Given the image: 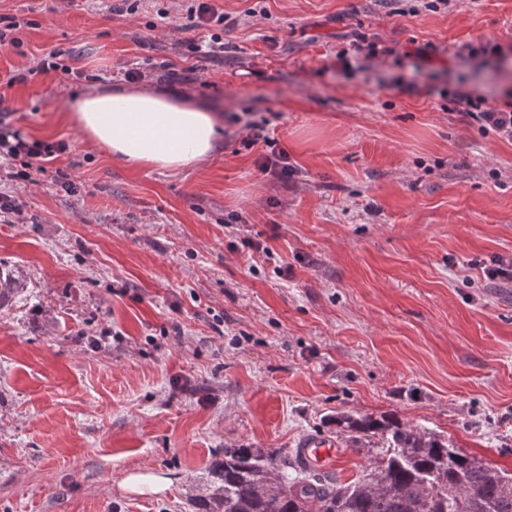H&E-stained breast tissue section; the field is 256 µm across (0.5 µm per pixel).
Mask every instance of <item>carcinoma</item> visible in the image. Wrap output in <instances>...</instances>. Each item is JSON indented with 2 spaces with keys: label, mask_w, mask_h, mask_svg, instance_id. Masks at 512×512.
Returning <instances> with one entry per match:
<instances>
[{
  "label": "carcinoma",
  "mask_w": 512,
  "mask_h": 512,
  "mask_svg": "<svg viewBox=\"0 0 512 512\" xmlns=\"http://www.w3.org/2000/svg\"><path fill=\"white\" fill-rule=\"evenodd\" d=\"M0 268V309L19 291ZM369 457L341 484L272 448H226L207 468L195 512H512V471L492 468L425 427L395 416L342 412L331 419Z\"/></svg>",
  "instance_id": "cac0c4a2"
}]
</instances>
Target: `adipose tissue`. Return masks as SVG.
I'll list each match as a JSON object with an SVG mask.
<instances>
[{"instance_id": "adipose-tissue-1", "label": "adipose tissue", "mask_w": 512, "mask_h": 512, "mask_svg": "<svg viewBox=\"0 0 512 512\" xmlns=\"http://www.w3.org/2000/svg\"><path fill=\"white\" fill-rule=\"evenodd\" d=\"M67 120L131 167L179 170L207 158L223 118L203 99L167 89L117 88L73 98Z\"/></svg>"}]
</instances>
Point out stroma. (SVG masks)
<instances>
[{"instance_id":"1","label":"stroma","mask_w":512,"mask_h":512,"mask_svg":"<svg viewBox=\"0 0 512 512\" xmlns=\"http://www.w3.org/2000/svg\"><path fill=\"white\" fill-rule=\"evenodd\" d=\"M191 3L0 0L29 22L22 52L0 46L10 121L69 145L32 182L0 160L20 209L0 266L22 276L0 310V512H194L225 449L312 438L353 482L367 458L339 412L396 413L512 471V284L482 273L512 259V141L455 99L512 98V0H213L236 20L217 61ZM360 33L389 54L351 56ZM488 42L497 56L465 51ZM53 50L72 75L38 72ZM164 61L229 117L209 158L136 170L65 120L128 68L158 84ZM248 112L268 142L232 122ZM280 151L286 180L261 168ZM142 468L169 488L125 491Z\"/></svg>"}]
</instances>
